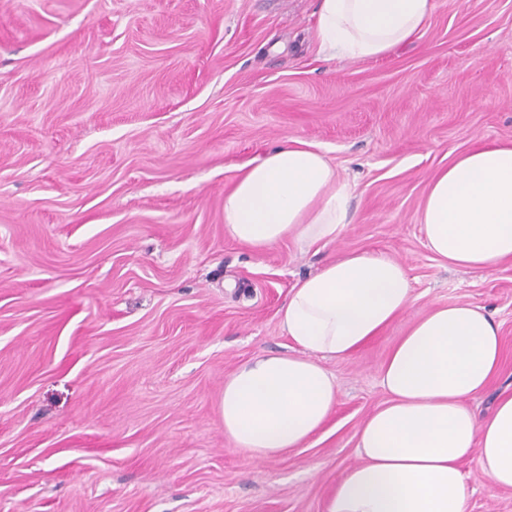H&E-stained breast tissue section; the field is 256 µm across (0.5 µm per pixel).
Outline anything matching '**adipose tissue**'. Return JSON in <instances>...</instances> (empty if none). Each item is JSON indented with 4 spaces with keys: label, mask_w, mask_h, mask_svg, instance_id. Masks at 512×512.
<instances>
[{
    "label": "adipose tissue",
    "mask_w": 512,
    "mask_h": 512,
    "mask_svg": "<svg viewBox=\"0 0 512 512\" xmlns=\"http://www.w3.org/2000/svg\"><path fill=\"white\" fill-rule=\"evenodd\" d=\"M433 0H319L315 32L333 60L374 61L414 41ZM349 187L313 145L294 141L243 168L224 195L234 240L262 251L290 238L332 243L349 222ZM428 248L460 269L512 260V142L481 141L431 178L420 212ZM414 302L405 267L369 252L300 280L279 311L289 353H266L224 383V434L263 462L301 447L333 412L338 387L324 360H345ZM499 328L470 302L431 308L391 347L388 395L358 431L359 463L330 490L325 512H466L462 460L476 458L512 488V394L478 416L471 401L501 368Z\"/></svg>",
    "instance_id": "adipose-tissue-1"
}]
</instances>
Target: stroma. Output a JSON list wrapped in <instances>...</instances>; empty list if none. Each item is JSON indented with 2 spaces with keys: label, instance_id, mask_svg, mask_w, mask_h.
Wrapping results in <instances>:
<instances>
[{
  "label": "stroma",
  "instance_id": "stroma-1",
  "mask_svg": "<svg viewBox=\"0 0 512 512\" xmlns=\"http://www.w3.org/2000/svg\"><path fill=\"white\" fill-rule=\"evenodd\" d=\"M318 0H0V512H324L386 400L393 342L437 305L500 327L512 391V261L427 248L432 175L512 141V0H435L376 61L319 53ZM317 146L351 190L333 243L257 251L224 230L245 163ZM360 251L395 258L416 302L346 360L334 412L264 462L224 435L225 378L289 351L297 281ZM468 512H512L476 459Z\"/></svg>",
  "mask_w": 512,
  "mask_h": 512
}]
</instances>
